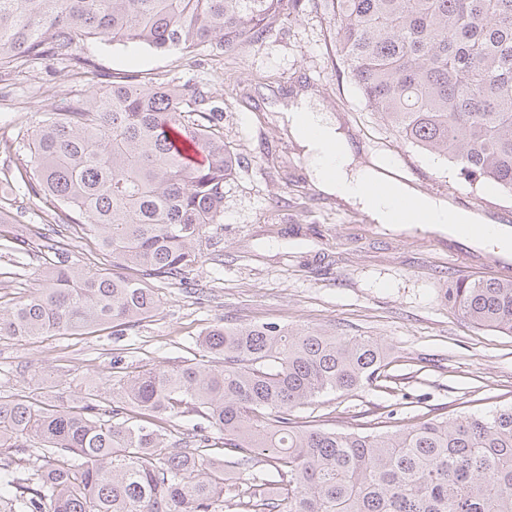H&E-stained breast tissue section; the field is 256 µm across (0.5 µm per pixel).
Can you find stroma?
<instances>
[{
	"label": "stroma",
	"instance_id": "stroma-1",
	"mask_svg": "<svg viewBox=\"0 0 512 512\" xmlns=\"http://www.w3.org/2000/svg\"><path fill=\"white\" fill-rule=\"evenodd\" d=\"M328 25L323 12L310 10L231 57L133 51L83 38L72 52L90 66L68 81L56 78L69 64L65 56L0 77V187L29 160L22 136L127 75L205 84L222 108L225 142L245 159L224 184V220L211 226L210 246L183 279L158 283L152 316L119 338L101 330L0 339L1 393L40 390L50 398L91 387L107 409L113 358L134 372L201 358L198 338L221 321L324 329L388 346L384 380L296 409L313 425L349 429L380 415L402 425L512 403V335L470 323L444 300L459 278L512 280V259L502 260L492 242L478 245L435 225L375 223L359 206L322 193L279 107L308 99L345 134L351 171H379L486 223L512 227V195L469 182L448 161L405 145L365 109ZM5 206L14 221L0 223V310L39 288L53 245L83 267H110L79 232L56 231L45 197L15 191Z\"/></svg>",
	"mask_w": 512,
	"mask_h": 512
}]
</instances>
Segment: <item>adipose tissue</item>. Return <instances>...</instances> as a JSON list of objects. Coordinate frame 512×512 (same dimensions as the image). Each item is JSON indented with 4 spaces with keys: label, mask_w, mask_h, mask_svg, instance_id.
Returning <instances> with one entry per match:
<instances>
[{
    "label": "adipose tissue",
    "mask_w": 512,
    "mask_h": 512,
    "mask_svg": "<svg viewBox=\"0 0 512 512\" xmlns=\"http://www.w3.org/2000/svg\"><path fill=\"white\" fill-rule=\"evenodd\" d=\"M291 134L301 143L308 156L319 188L358 205L378 224L394 223V209L406 204L410 223L426 222L446 227L449 233L471 235L480 222L467 210L450 209L441 199L419 194L406 184L382 182L380 176L365 170L350 174L351 149L338 128L304 102H295L284 109ZM382 184L383 191L371 193L370 185Z\"/></svg>",
    "instance_id": "ef3b65f1"
}]
</instances>
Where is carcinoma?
Here are the masks:
<instances>
[{
  "mask_svg": "<svg viewBox=\"0 0 512 512\" xmlns=\"http://www.w3.org/2000/svg\"><path fill=\"white\" fill-rule=\"evenodd\" d=\"M332 23L343 73L406 144L512 195V0H0V75L76 40L133 50L236 55L308 7ZM205 87L130 78L92 91L23 141L28 192L58 203L112 268L79 269L67 249L40 292L0 312V338L121 333L159 304L152 282L181 277L224 218V182L244 158L224 142ZM197 149L205 161L182 157ZM446 299L471 323L512 334V281L462 278ZM205 359L50 400L0 394V512H512V404L484 415L355 430L303 425L294 410L381 377L386 347L364 336L275 324L210 326ZM137 412L129 416L127 408ZM193 413L224 433L172 441L163 421ZM268 466L270 478L228 483Z\"/></svg>",
  "mask_w": 512,
  "mask_h": 512,
  "instance_id": "1",
  "label": "carcinoma"
}]
</instances>
